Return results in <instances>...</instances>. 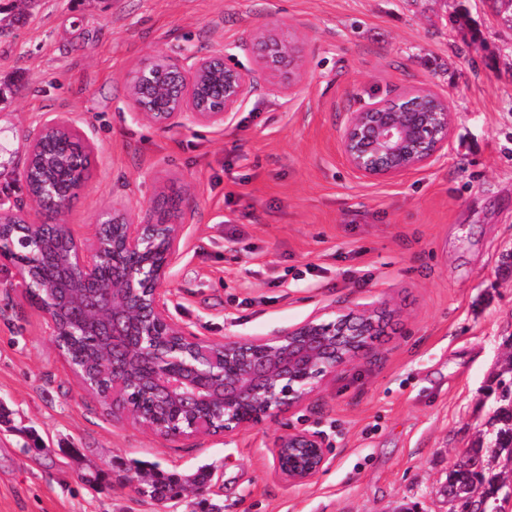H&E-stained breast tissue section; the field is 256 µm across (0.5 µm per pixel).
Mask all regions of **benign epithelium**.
I'll return each mask as SVG.
<instances>
[{"instance_id":"obj_1","label":"benign epithelium","mask_w":512,"mask_h":512,"mask_svg":"<svg viewBox=\"0 0 512 512\" xmlns=\"http://www.w3.org/2000/svg\"><path fill=\"white\" fill-rule=\"evenodd\" d=\"M248 45L255 58L250 72L228 64L223 52L159 54L141 62L128 80L137 115L163 129L187 116L222 125L257 89H284L291 72L302 70L300 44L286 28L257 26ZM452 123L447 101L416 86L346 113L339 148L357 175L396 178L439 159ZM28 143L20 176L30 209L0 203V258L26 250L18 275L27 292L46 289L47 296L32 304L49 317L54 336H60L56 304L63 301L73 332L112 337L104 361L112 384L100 397L116 419L166 438L234 436L301 406L327 377L354 365L367 337L380 335L396 316L387 305H333L273 336L223 343L192 337L170 316L164 288L181 254L185 210L106 212L91 237H78L39 216L61 211L88 182L83 157L92 154V143L62 118L43 122L28 134ZM157 336L168 342L158 343ZM133 387L159 405L173 400L176 406L162 421L144 418L125 395ZM273 455L277 478L300 484L321 471L326 445L317 432L292 430L275 439Z\"/></svg>"}]
</instances>
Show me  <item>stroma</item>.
<instances>
[{
  "label": "stroma",
  "instance_id": "stroma-1",
  "mask_svg": "<svg viewBox=\"0 0 512 512\" xmlns=\"http://www.w3.org/2000/svg\"><path fill=\"white\" fill-rule=\"evenodd\" d=\"M0 39V196L28 206L27 135L48 114L94 145L62 219L193 192L166 284L172 318L222 342L270 336L327 305L398 310L386 336L298 408L231 439H166L112 418L79 385L48 317L0 260V512H448V470L492 415L512 349V29L488 0H19ZM284 25L304 67L224 126L163 130L128 98L144 59L226 50ZM448 102V151L367 181L342 158L347 112L412 86ZM321 431L322 472L274 476L272 442ZM206 468L204 500L137 488L151 466Z\"/></svg>",
  "mask_w": 512,
  "mask_h": 512
}]
</instances>
